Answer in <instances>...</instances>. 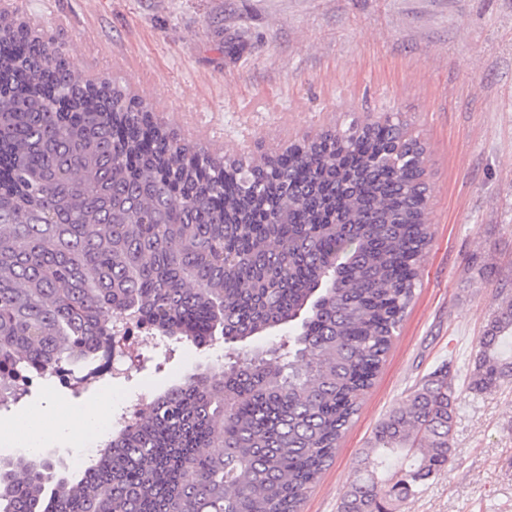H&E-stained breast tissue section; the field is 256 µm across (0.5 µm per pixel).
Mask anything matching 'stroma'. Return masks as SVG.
I'll list each match as a JSON object with an SVG mask.
<instances>
[{"label": "stroma", "mask_w": 512, "mask_h": 512, "mask_svg": "<svg viewBox=\"0 0 512 512\" xmlns=\"http://www.w3.org/2000/svg\"><path fill=\"white\" fill-rule=\"evenodd\" d=\"M66 43L86 80L142 98L166 128L208 150L270 153L352 116L405 113L428 146L432 239L420 282L360 412L302 512H336L374 427L449 353L469 361L512 290V0H0ZM228 346L159 338L120 384L73 354L0 413L108 397L113 431L130 405L209 368ZM453 456L403 512H512V382L461 392Z\"/></svg>", "instance_id": "1"}]
</instances>
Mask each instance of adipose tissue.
<instances>
[{
  "instance_id": "ef3b65f1",
  "label": "adipose tissue",
  "mask_w": 512,
  "mask_h": 512,
  "mask_svg": "<svg viewBox=\"0 0 512 512\" xmlns=\"http://www.w3.org/2000/svg\"><path fill=\"white\" fill-rule=\"evenodd\" d=\"M111 423L112 403L108 400L84 409L76 420L59 405L47 402L31 409L19 420L0 417V447L8 448L25 439L35 448L55 440L81 445L93 439L97 430Z\"/></svg>"
}]
</instances>
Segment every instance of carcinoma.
<instances>
[{"label": "carcinoma", "instance_id": "obj_1", "mask_svg": "<svg viewBox=\"0 0 512 512\" xmlns=\"http://www.w3.org/2000/svg\"><path fill=\"white\" fill-rule=\"evenodd\" d=\"M400 112L275 157L184 162L126 89L0 18V401L19 372L95 353L113 311L234 348L44 493L50 458L0 461V512H301L385 362L431 234L426 148ZM466 375L512 381L502 290ZM455 360L375 427L337 512H401L451 460Z\"/></svg>", "mask_w": 512, "mask_h": 512}]
</instances>
